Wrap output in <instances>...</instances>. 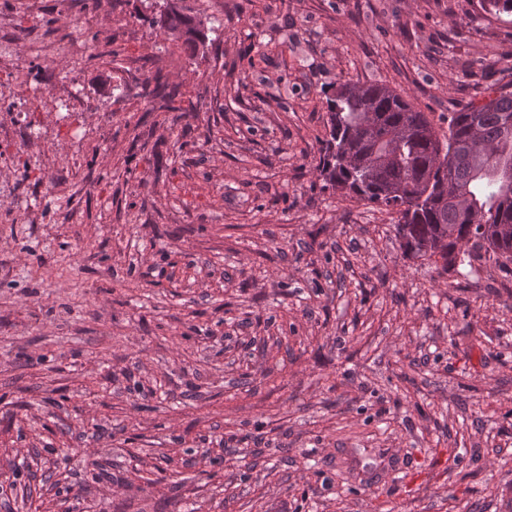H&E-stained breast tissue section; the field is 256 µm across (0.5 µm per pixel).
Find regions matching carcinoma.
Here are the masks:
<instances>
[{
    "label": "carcinoma",
    "mask_w": 512,
    "mask_h": 512,
    "mask_svg": "<svg viewBox=\"0 0 512 512\" xmlns=\"http://www.w3.org/2000/svg\"><path fill=\"white\" fill-rule=\"evenodd\" d=\"M479 2L492 16H512V0ZM194 18L178 8L151 22L165 41L168 32L184 31L180 48L193 57L207 40ZM495 93L453 113L441 137L427 113L388 85L344 83L327 97L320 176L396 214V237L409 256L426 257L439 245L434 258L446 270L465 241L512 262V91ZM142 97L160 100L167 112L194 111L159 74L144 80Z\"/></svg>",
    "instance_id": "obj_1"
}]
</instances>
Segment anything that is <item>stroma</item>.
I'll use <instances>...</instances> for the list:
<instances>
[{
	"mask_svg": "<svg viewBox=\"0 0 512 512\" xmlns=\"http://www.w3.org/2000/svg\"><path fill=\"white\" fill-rule=\"evenodd\" d=\"M161 2L0 0V512H512V270L405 257L318 172L336 85L447 127L512 16L183 0L191 58ZM198 16L197 14L186 13L180 7L168 13L166 16L161 14L153 16L151 22L153 26L158 27L160 35L163 40L169 41L168 37L173 42L180 40L179 32H170L174 30H182L185 32L186 37L180 45V48L184 50L190 57H194L200 46H204L208 39L207 34L204 31L197 30L193 27V19ZM180 95L177 87H170L160 74L147 77L142 85L141 96L151 100L159 99V109L167 112H193L194 105L189 103V107H183Z\"/></svg>",
	"mask_w": 512,
	"mask_h": 512,
	"instance_id": "1",
	"label": "stroma"
}]
</instances>
